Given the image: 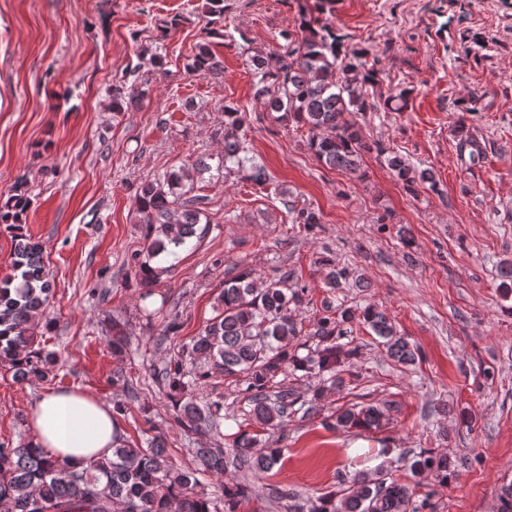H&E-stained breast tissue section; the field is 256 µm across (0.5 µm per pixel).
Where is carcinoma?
Returning a JSON list of instances; mask_svg holds the SVG:
<instances>
[{
  "label": "carcinoma",
  "instance_id": "cac0c4a2",
  "mask_svg": "<svg viewBox=\"0 0 512 512\" xmlns=\"http://www.w3.org/2000/svg\"><path fill=\"white\" fill-rule=\"evenodd\" d=\"M209 23H224V0H204ZM301 37L280 53H257L250 66L257 77V99L269 112H282L308 128L309 145L327 168L350 175L362 171L363 156L372 150L386 156L390 169L410 192L425 183L435 188L434 176L419 170L381 144L368 145L355 121L345 115L364 114L377 108L375 87L380 70L368 63V51L350 48L336 31L320 19L302 11ZM219 62L209 46H199L191 70L211 73ZM135 85L112 88V111L123 112L132 104ZM247 113L224 105V163L244 168L247 179L260 185L268 180L264 166L245 155L240 134ZM181 177L170 173L164 182H147L138 192L139 212L144 224L147 261L139 265L144 279L151 281L164 272L150 261L176 253L197 234L199 212L186 207L177 192ZM29 200L22 193L11 195L0 205V223L21 224ZM12 264L17 275L0 283V368L11 373L17 383L46 381L54 376L55 354L36 345V328L42 320L52 284L43 261V245L21 231L14 235ZM305 288H288L278 279L256 287L254 273L243 271L224 280L220 312L192 343L162 368L153 370V382L168 387L167 396L176 400L181 425L188 432L206 436L218 431L224 419L222 399L202 405L184 397L186 387L203 385L211 370L241 376L243 393L255 422L266 430L281 428L296 407L305 413L314 410L312 398L302 400L277 381L286 368L329 374L333 385L341 383V364L357 358L359 347L344 348L340 340L351 335L357 319L383 340L389 356L398 364L411 366L418 348L398 336L388 315L368 306L360 314L345 309L326 315L317 323L315 335L327 346L308 350L304 356L288 350V340L297 336L291 305L303 301ZM112 353L119 355L126 345L121 323L112 322ZM385 412L373 405L354 406L336 416L334 427L341 430L379 429ZM256 439L239 434L232 450L221 446L195 449L196 468H177L167 452L166 441L158 436L143 448L118 439L112 456L77 468L30 443L11 448L0 443V506L6 512H241L255 495L246 476L262 477L281 459L280 450H254ZM463 460L441 451H422L410 469L418 476H432L446 487L456 476ZM230 472L233 477L220 483L212 493L198 490L199 476L217 477ZM420 483H402L381 471L371 477L359 474L346 492L307 501L293 488H275L273 495L287 512H426L432 508L435 491L419 494Z\"/></svg>",
  "mask_w": 512,
  "mask_h": 512
}]
</instances>
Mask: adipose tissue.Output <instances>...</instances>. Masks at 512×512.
Segmentation results:
<instances>
[{"instance_id": "obj_1", "label": "adipose tissue", "mask_w": 512, "mask_h": 512, "mask_svg": "<svg viewBox=\"0 0 512 512\" xmlns=\"http://www.w3.org/2000/svg\"><path fill=\"white\" fill-rule=\"evenodd\" d=\"M34 442L80 464L111 455L119 435L112 406L78 389L44 394L30 412Z\"/></svg>"}]
</instances>
